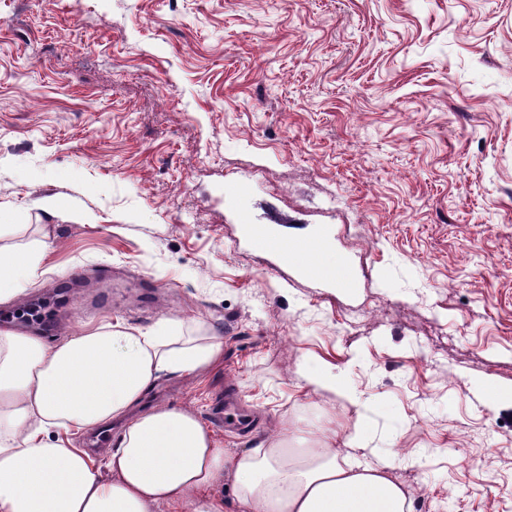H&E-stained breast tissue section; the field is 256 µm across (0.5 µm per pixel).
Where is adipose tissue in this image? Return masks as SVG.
<instances>
[{"mask_svg":"<svg viewBox=\"0 0 512 512\" xmlns=\"http://www.w3.org/2000/svg\"><path fill=\"white\" fill-rule=\"evenodd\" d=\"M0 267L12 272L0 281V301L9 300L38 277L39 258L0 247ZM223 354L222 339L173 324H106L53 346L0 332V512H226L224 499L197 495L223 479L236 512H410L406 491L341 452L333 427L313 439L296 426L232 451L191 411L142 408L160 375L204 373ZM113 421L121 436L98 461L57 437Z\"/></svg>","mask_w":512,"mask_h":512,"instance_id":"adipose-tissue-1","label":"adipose tissue"}]
</instances>
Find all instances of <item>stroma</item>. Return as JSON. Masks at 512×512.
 Instances as JSON below:
<instances>
[{
    "label": "stroma",
    "instance_id": "obj_1",
    "mask_svg": "<svg viewBox=\"0 0 512 512\" xmlns=\"http://www.w3.org/2000/svg\"><path fill=\"white\" fill-rule=\"evenodd\" d=\"M0 244L40 255L1 331L220 337L145 404L364 418L420 512H512V0H0ZM309 382L317 388L332 391L350 402H358L359 400L355 391L349 387L344 377L339 373L313 372L309 377Z\"/></svg>",
    "mask_w": 512,
    "mask_h": 512
}]
</instances>
